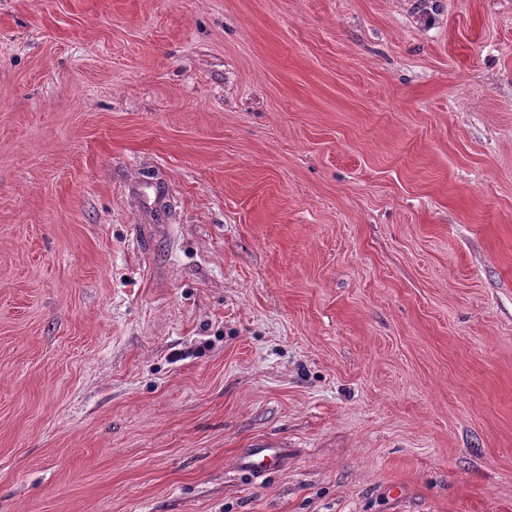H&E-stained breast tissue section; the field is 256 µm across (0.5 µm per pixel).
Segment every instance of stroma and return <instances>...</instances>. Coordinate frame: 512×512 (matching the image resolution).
Returning a JSON list of instances; mask_svg holds the SVG:
<instances>
[{
  "label": "stroma",
  "instance_id": "stroma-1",
  "mask_svg": "<svg viewBox=\"0 0 512 512\" xmlns=\"http://www.w3.org/2000/svg\"><path fill=\"white\" fill-rule=\"evenodd\" d=\"M0 512H512V0H0Z\"/></svg>",
  "mask_w": 512,
  "mask_h": 512
}]
</instances>
